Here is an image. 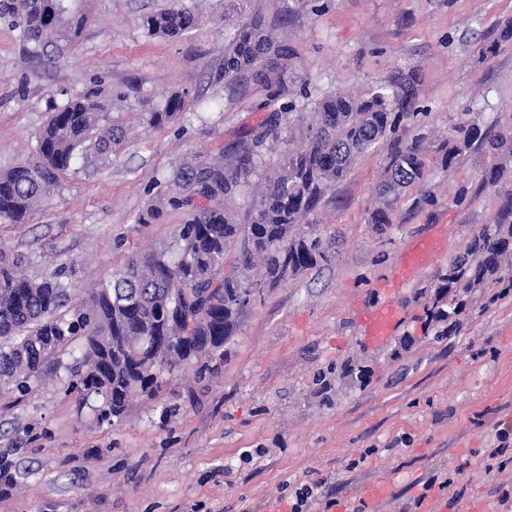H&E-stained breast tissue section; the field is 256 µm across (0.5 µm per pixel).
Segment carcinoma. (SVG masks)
I'll use <instances>...</instances> for the list:
<instances>
[{"label":"carcinoma","mask_w":512,"mask_h":512,"mask_svg":"<svg viewBox=\"0 0 512 512\" xmlns=\"http://www.w3.org/2000/svg\"><path fill=\"white\" fill-rule=\"evenodd\" d=\"M64 0H0V17L20 20L26 42L40 49L55 45L62 53L82 29L85 17L65 18ZM198 24V17L173 2L146 15L142 26L152 37L178 38ZM297 55L286 40H277L258 17L234 25L224 46V63L214 81L233 85L245 80L271 90L285 81L288 63ZM286 112L310 115L300 143L282 137L275 112L249 132V143L224 155H196L183 161L158 190L139 223L159 222L177 211L171 248L136 251L125 266L95 285L88 299L71 297L72 281L62 274L41 280L18 270L0 250V381L26 389L38 380L53 355L79 343L81 360L73 368L72 389L95 398L97 418H120L137 394L155 395L163 374L182 370L190 361L198 373L216 372L224 361V343L234 335L250 289L274 288L319 263L330 262L331 246L301 229L324 197L342 182L356 160L378 146L401 119L413 115L411 102L402 111L376 87L357 97L334 93ZM112 92L96 84L58 103L50 100L49 117L37 133V157L0 172V224H23L58 188L61 176L89 151L111 156L125 131L109 117ZM195 105L187 90L171 93L146 123H172ZM475 127L460 122L441 146L446 166L471 147ZM426 136L397 148L380 185L383 198L402 195L423 178ZM285 145L277 168L264 181L250 178L263 163L268 144ZM484 146L499 160H512V131L488 136ZM258 196L251 224L235 223L227 202L247 193ZM246 269L259 267V278L224 272L227 258ZM512 196L497 223L473 235L464 252L437 277L435 301L426 308L434 323L459 324L462 296L493 285L512 290Z\"/></svg>","instance_id":"obj_1"}]
</instances>
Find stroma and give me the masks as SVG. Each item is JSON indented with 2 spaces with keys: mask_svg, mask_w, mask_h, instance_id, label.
<instances>
[{
  "mask_svg": "<svg viewBox=\"0 0 512 512\" xmlns=\"http://www.w3.org/2000/svg\"><path fill=\"white\" fill-rule=\"evenodd\" d=\"M200 24L176 39L148 36L142 15L169 0H65L87 21L64 53L34 51L0 18V171L36 156L50 99L93 83L125 92L111 112L120 150L78 161L26 224H0V249L28 276L74 271L85 290L136 249L167 248L182 221L139 223L155 182L194 154L240 145L292 97L385 87L411 97L403 122L309 218L334 239L331 262L246 308L220 373L167 377L134 398L121 422L69 388L78 347L58 353L41 382L0 394V456L19 471L0 512H287L291 486L321 482L331 512H512V292L468 298L447 334L426 324L436 275L473 234L496 223L512 169L490 182L491 156L463 151L453 168L439 140L461 119L512 128V41L482 54L512 22V0H182ZM253 16L282 28L297 57L281 89L224 86L229 24ZM198 97L178 122L143 114L175 91ZM431 132L426 174L390 206L378 185L395 145ZM387 208L389 222L374 223ZM435 243L430 264L399 282L402 255ZM395 302L402 319L370 341L364 312ZM507 449L492 458L499 435ZM447 491L424 490L430 478Z\"/></svg>",
  "mask_w": 512,
  "mask_h": 512,
  "instance_id": "obj_1",
  "label": "stroma"
}]
</instances>
